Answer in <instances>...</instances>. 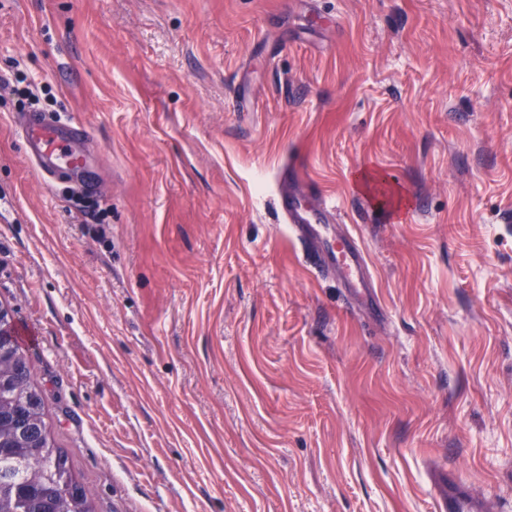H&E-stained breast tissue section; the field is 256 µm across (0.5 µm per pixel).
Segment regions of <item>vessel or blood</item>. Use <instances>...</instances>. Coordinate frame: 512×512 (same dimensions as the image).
I'll return each mask as SVG.
<instances>
[{"mask_svg":"<svg viewBox=\"0 0 512 512\" xmlns=\"http://www.w3.org/2000/svg\"><path fill=\"white\" fill-rule=\"evenodd\" d=\"M19 134L44 181L78 177L86 174L91 166L86 154L76 153L72 148L85 134L83 128L72 123L32 114L20 120ZM279 204L282 215L294 230L320 249L325 275L338 273L348 287L370 288L369 267L360 243L350 235L336 239L328 236L332 215L329 208L309 206L285 191L279 195ZM443 500L442 512H487L483 500L472 495L465 481L452 472L443 478Z\"/></svg>","mask_w":512,"mask_h":512,"instance_id":"vessel-or-blood-1","label":"vessel or blood"}]
</instances>
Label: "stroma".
Returning <instances> with one entry per match:
<instances>
[{
	"label": "stroma",
	"mask_w": 512,
	"mask_h": 512,
	"mask_svg": "<svg viewBox=\"0 0 512 512\" xmlns=\"http://www.w3.org/2000/svg\"><path fill=\"white\" fill-rule=\"evenodd\" d=\"M1 307L94 512H438L441 468L512 512V0H0ZM85 130L71 122L32 114L19 121V134L26 152L37 164L45 182L65 176L78 177L89 172V157L76 153L72 145L85 135ZM282 215L288 224L305 240L320 248L322 272L327 275L341 274L348 288H373L364 250L351 235L331 239L327 236L332 211L323 203L312 207L293 197L287 191L279 195Z\"/></svg>",
	"instance_id": "1"
}]
</instances>
